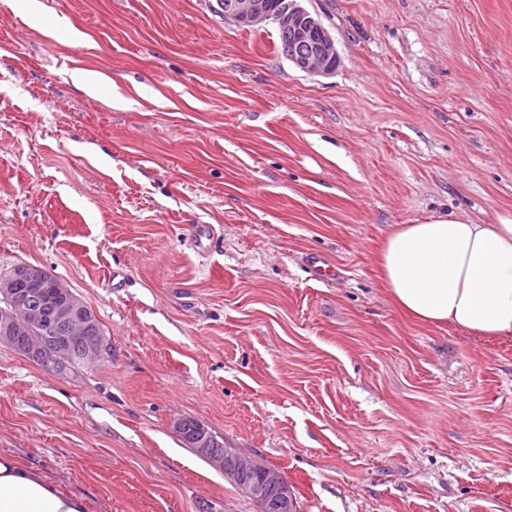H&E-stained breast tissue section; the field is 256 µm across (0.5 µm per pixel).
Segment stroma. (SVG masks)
<instances>
[{"instance_id": "1", "label": "stroma", "mask_w": 512, "mask_h": 512, "mask_svg": "<svg viewBox=\"0 0 512 512\" xmlns=\"http://www.w3.org/2000/svg\"><path fill=\"white\" fill-rule=\"evenodd\" d=\"M299 3L332 75L217 0H0V268L109 348L59 376L0 341V454L89 512H259L192 418L297 512H512V340L408 322L377 265L392 225L512 210V0ZM199 426L200 424L197 421L193 419H185L183 420V426L179 434L186 446L191 448L199 456L205 458V456L198 453L196 449L192 447L194 434L197 432ZM198 431L199 432L196 434L194 442L196 444V448H198L200 451L211 452V441L209 436L205 433L203 428H199Z\"/></svg>"}]
</instances>
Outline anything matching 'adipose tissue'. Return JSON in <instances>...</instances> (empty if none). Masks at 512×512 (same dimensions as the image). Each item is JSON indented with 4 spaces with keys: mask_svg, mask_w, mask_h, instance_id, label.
<instances>
[{
    "mask_svg": "<svg viewBox=\"0 0 512 512\" xmlns=\"http://www.w3.org/2000/svg\"><path fill=\"white\" fill-rule=\"evenodd\" d=\"M379 265L388 295L412 321L512 339V211L479 224L464 214L394 225ZM37 468L0 455V512H88Z\"/></svg>",
    "mask_w": 512,
    "mask_h": 512,
    "instance_id": "ef3b65f1",
    "label": "adipose tissue"
}]
</instances>
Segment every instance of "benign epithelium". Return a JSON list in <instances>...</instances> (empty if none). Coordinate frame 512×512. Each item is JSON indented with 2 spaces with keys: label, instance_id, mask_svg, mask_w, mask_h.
<instances>
[{
  "label": "benign epithelium",
  "instance_id": "1",
  "mask_svg": "<svg viewBox=\"0 0 512 512\" xmlns=\"http://www.w3.org/2000/svg\"><path fill=\"white\" fill-rule=\"evenodd\" d=\"M224 17L240 26H254L269 18L264 0H219ZM280 26L292 33L288 46V61L299 70L313 75L332 74L339 65V55L333 38L321 22L298 5L277 17ZM16 279L26 284L14 287L12 281L0 282V341H13L35 326L51 338L50 344L66 348L74 341L85 343L84 357L94 360L105 351L98 337L88 335L93 316L81 300L57 280L45 276V270L34 265L21 266ZM211 462L227 474L265 472L266 480L249 487L250 494L262 499L270 489L279 488V480L269 469L249 457L213 455Z\"/></svg>",
  "mask_w": 512,
  "mask_h": 512
}]
</instances>
